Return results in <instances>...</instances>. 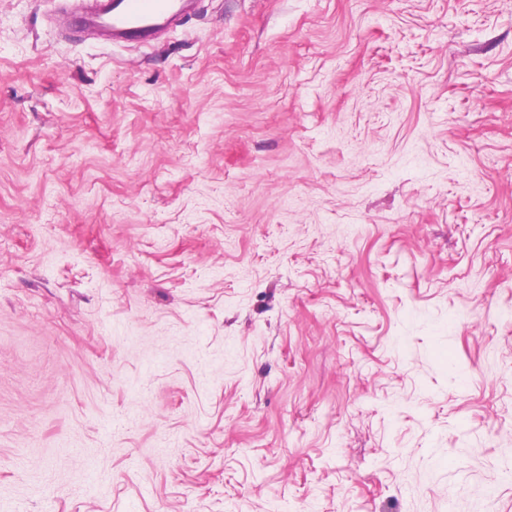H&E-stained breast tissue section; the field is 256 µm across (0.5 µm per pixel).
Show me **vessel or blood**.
Returning a JSON list of instances; mask_svg holds the SVG:
<instances>
[{
    "instance_id": "vessel-or-blood-1",
    "label": "vessel or blood",
    "mask_w": 512,
    "mask_h": 512,
    "mask_svg": "<svg viewBox=\"0 0 512 512\" xmlns=\"http://www.w3.org/2000/svg\"><path fill=\"white\" fill-rule=\"evenodd\" d=\"M184 8L185 0H83L71 20L107 32L115 41L144 43Z\"/></svg>"
}]
</instances>
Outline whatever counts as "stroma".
I'll use <instances>...</instances> for the list:
<instances>
[{
	"mask_svg": "<svg viewBox=\"0 0 512 512\" xmlns=\"http://www.w3.org/2000/svg\"><path fill=\"white\" fill-rule=\"evenodd\" d=\"M0 0V512H512V0ZM190 0H87L81 8L88 15L75 13L72 23L105 31L112 41H140L147 44L155 30L181 13Z\"/></svg>",
	"mask_w": 512,
	"mask_h": 512,
	"instance_id": "stroma-1",
	"label": "stroma"
}]
</instances>
